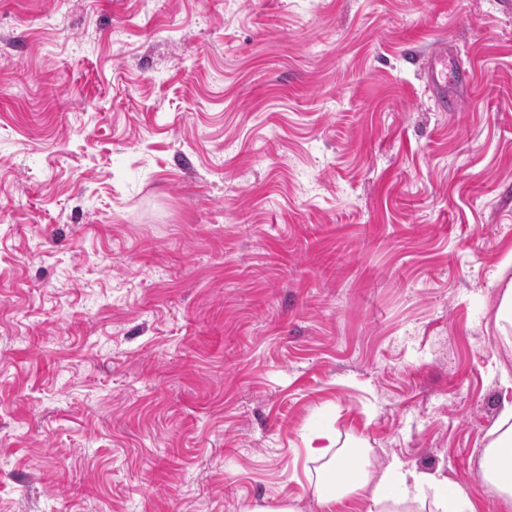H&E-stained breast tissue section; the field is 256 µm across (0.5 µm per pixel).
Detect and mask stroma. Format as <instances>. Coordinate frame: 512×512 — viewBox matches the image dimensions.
Returning <instances> with one entry per match:
<instances>
[{
  "label": "stroma",
  "mask_w": 512,
  "mask_h": 512,
  "mask_svg": "<svg viewBox=\"0 0 512 512\" xmlns=\"http://www.w3.org/2000/svg\"><path fill=\"white\" fill-rule=\"evenodd\" d=\"M511 281L506 0H0V512H320L318 431L512 512ZM428 87L444 109H448V52L433 48L427 69ZM497 326L502 340L512 346V336H509L512 329V283L504 289L498 302ZM488 437L479 467L486 483L512 508V404H505Z\"/></svg>",
  "instance_id": "1"
}]
</instances>
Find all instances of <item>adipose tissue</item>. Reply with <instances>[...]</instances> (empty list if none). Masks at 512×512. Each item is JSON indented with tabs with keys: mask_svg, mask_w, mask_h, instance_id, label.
<instances>
[{
	"mask_svg": "<svg viewBox=\"0 0 512 512\" xmlns=\"http://www.w3.org/2000/svg\"><path fill=\"white\" fill-rule=\"evenodd\" d=\"M488 437L479 467L486 483L512 508V404L504 406ZM306 460L319 466V475H308L307 489L321 512H334L336 503L355 495L367 502V512H476L462 490L427 499V489L446 484L445 476L392 464L373 468L364 444L356 439L342 442L330 432L313 435L306 443Z\"/></svg>",
	"mask_w": 512,
	"mask_h": 512,
	"instance_id": "adipose-tissue-1",
	"label": "adipose tissue"
}]
</instances>
